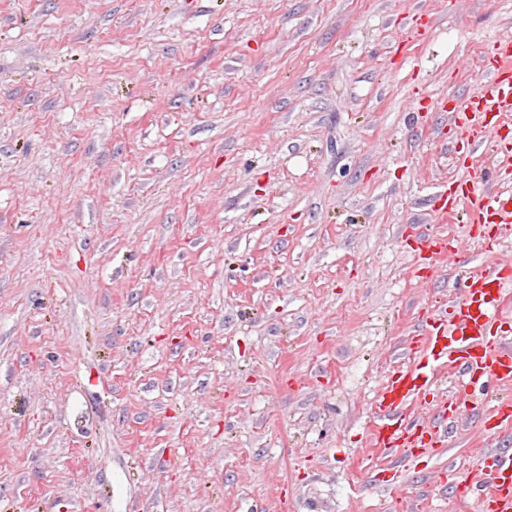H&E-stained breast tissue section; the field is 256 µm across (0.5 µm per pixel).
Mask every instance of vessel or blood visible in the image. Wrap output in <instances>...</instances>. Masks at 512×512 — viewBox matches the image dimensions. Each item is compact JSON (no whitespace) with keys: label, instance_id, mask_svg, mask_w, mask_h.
Returning a JSON list of instances; mask_svg holds the SVG:
<instances>
[{"label":"vessel or blood","instance_id":"1","mask_svg":"<svg viewBox=\"0 0 512 512\" xmlns=\"http://www.w3.org/2000/svg\"><path fill=\"white\" fill-rule=\"evenodd\" d=\"M489 79L470 98L461 115L472 149H479L486 136L498 135L497 120L501 113L512 110V42L500 41L490 59ZM469 201L472 217L477 222H512V198L480 192L476 180L461 182L457 202L449 203L456 211L458 201ZM512 286V274L496 268L467 278L463 291L453 305L446 325L434 327L426 338L421 354L426 371L401 372L383 387L376 403L380 421L376 440L380 447L391 448L396 442L394 427L403 423L406 431L417 432L418 426L406 419L404 411L417 394L434 386L437 372L449 365L455 374L466 376L476 371L512 373V346L501 338L488 335L487 327L498 317V306L504 288ZM485 486L499 489L495 499L486 501L488 512H512V493L500 490L505 474L512 473V449H502L484 460Z\"/></svg>","mask_w":512,"mask_h":512}]
</instances>
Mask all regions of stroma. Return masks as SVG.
Segmentation results:
<instances>
[{
    "instance_id": "1",
    "label": "stroma",
    "mask_w": 512,
    "mask_h": 512,
    "mask_svg": "<svg viewBox=\"0 0 512 512\" xmlns=\"http://www.w3.org/2000/svg\"><path fill=\"white\" fill-rule=\"evenodd\" d=\"M504 39L512 0H0V512H478L512 375L390 452L374 399L512 269L440 220L512 192L455 124Z\"/></svg>"
}]
</instances>
